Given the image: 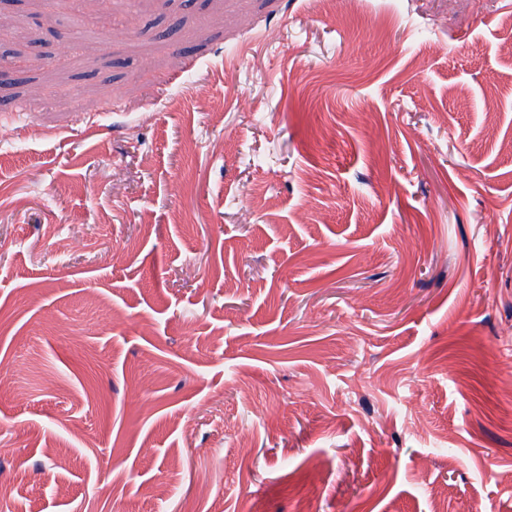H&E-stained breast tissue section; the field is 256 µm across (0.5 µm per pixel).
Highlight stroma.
Returning a JSON list of instances; mask_svg holds the SVG:
<instances>
[{
  "instance_id": "stroma-1",
  "label": "stroma",
  "mask_w": 512,
  "mask_h": 512,
  "mask_svg": "<svg viewBox=\"0 0 512 512\" xmlns=\"http://www.w3.org/2000/svg\"><path fill=\"white\" fill-rule=\"evenodd\" d=\"M180 2L0 9V512H512V0Z\"/></svg>"
}]
</instances>
